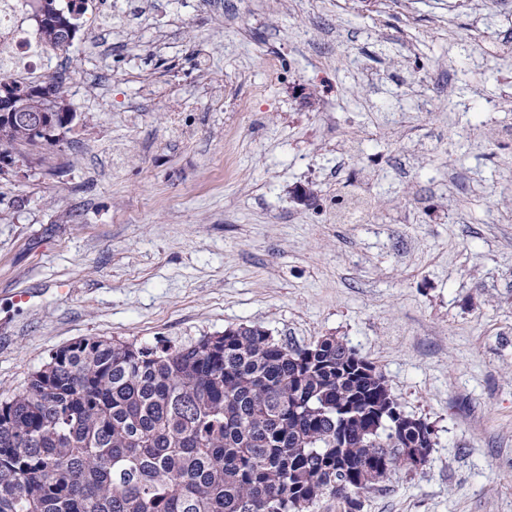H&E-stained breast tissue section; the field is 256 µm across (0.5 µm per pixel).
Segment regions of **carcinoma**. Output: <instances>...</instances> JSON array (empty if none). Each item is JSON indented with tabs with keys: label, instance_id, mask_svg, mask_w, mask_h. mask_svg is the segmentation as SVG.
I'll list each match as a JSON object with an SVG mask.
<instances>
[{
	"label": "carcinoma",
	"instance_id": "carcinoma-1",
	"mask_svg": "<svg viewBox=\"0 0 512 512\" xmlns=\"http://www.w3.org/2000/svg\"><path fill=\"white\" fill-rule=\"evenodd\" d=\"M46 51L75 38L88 0H26ZM18 103L70 122L60 85ZM34 146L0 124V149ZM384 374L335 336L288 348L260 326L194 342L83 340L53 352L0 401V512H361L371 471L433 441L399 429Z\"/></svg>",
	"mask_w": 512,
	"mask_h": 512
}]
</instances>
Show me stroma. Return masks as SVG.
Here are the masks:
<instances>
[{
	"instance_id": "35a3bbf8",
	"label": "stroma",
	"mask_w": 512,
	"mask_h": 512,
	"mask_svg": "<svg viewBox=\"0 0 512 512\" xmlns=\"http://www.w3.org/2000/svg\"><path fill=\"white\" fill-rule=\"evenodd\" d=\"M512 0H112L0 176V399L82 339L342 338L434 427L361 512H512ZM364 186L365 224L337 192Z\"/></svg>"
}]
</instances>
